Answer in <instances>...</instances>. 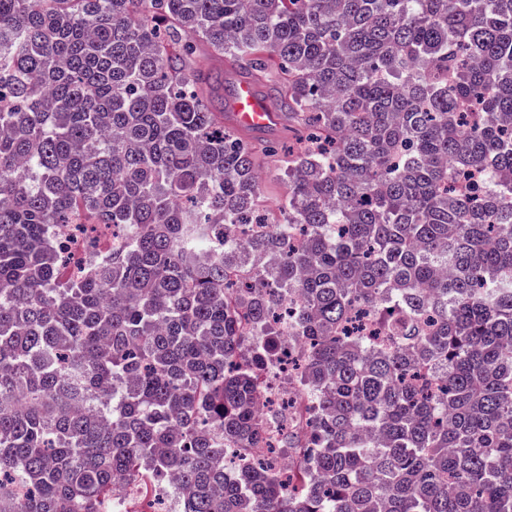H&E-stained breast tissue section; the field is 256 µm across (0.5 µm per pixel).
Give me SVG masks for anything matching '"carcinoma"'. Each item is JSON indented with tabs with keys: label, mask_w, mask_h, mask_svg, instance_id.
Returning <instances> with one entry per match:
<instances>
[{
	"label": "carcinoma",
	"mask_w": 512,
	"mask_h": 512,
	"mask_svg": "<svg viewBox=\"0 0 512 512\" xmlns=\"http://www.w3.org/2000/svg\"><path fill=\"white\" fill-rule=\"evenodd\" d=\"M228 57L290 128L260 209ZM512 0H0V500L512 512ZM125 238L74 278L54 231ZM228 266L250 271L226 281ZM320 407L283 477L259 374ZM285 194L286 187L277 174L270 172L264 176L261 184V198L269 209L275 210V205L283 199ZM146 472L142 475L140 481L123 485L115 496L110 497L103 502L101 512L112 511V501L117 500L122 506L123 512H153V507L157 500L164 497H171V483L165 479L157 482L152 471L144 467ZM133 504H138L139 508H133Z\"/></svg>",
	"instance_id": "cac0c4a2"
}]
</instances>
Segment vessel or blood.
Listing matches in <instances>:
<instances>
[{
    "label": "vessel or blood",
    "mask_w": 512,
    "mask_h": 512,
    "mask_svg": "<svg viewBox=\"0 0 512 512\" xmlns=\"http://www.w3.org/2000/svg\"><path fill=\"white\" fill-rule=\"evenodd\" d=\"M226 122L229 126L256 134L281 127L283 114L275 109L248 79L238 80L228 101Z\"/></svg>",
    "instance_id": "vessel-or-blood-1"
}]
</instances>
